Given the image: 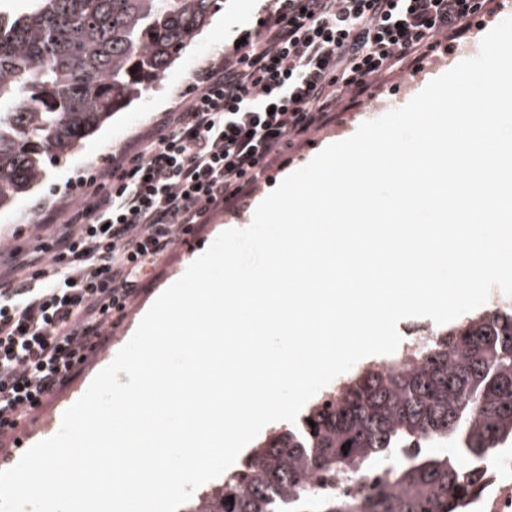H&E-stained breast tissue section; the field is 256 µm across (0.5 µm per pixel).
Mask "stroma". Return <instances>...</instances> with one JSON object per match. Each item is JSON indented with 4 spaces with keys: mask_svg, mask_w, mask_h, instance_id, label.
<instances>
[{
    "mask_svg": "<svg viewBox=\"0 0 512 512\" xmlns=\"http://www.w3.org/2000/svg\"><path fill=\"white\" fill-rule=\"evenodd\" d=\"M272 5L273 0H224L223 9L213 17L210 25L141 99L114 114L106 125L86 138L68 157L49 162L40 184L20 197L12 208L0 211V237L7 238L12 232H19L18 246L33 251L36 237L53 230L52 225L45 222L41 205L59 200L66 192L72 191L80 179L105 168L112 153L129 147L140 148L143 137L158 126L165 111L172 108L194 84L197 69L207 61L223 57L239 38L256 36L263 10ZM509 17H512V0H500L495 14L483 18L464 42L456 44L447 53L432 57L423 72L409 73L384 85L375 91L373 98L343 112L336 123L312 135L309 143L286 151L273 165L269 180L256 185L250 196L242 199L235 208L214 215L209 223L199 225L192 242L176 241L156 268L150 271L143 292L128 307L118 326L113 328L109 340L73 382L48 398L35 412L33 423L0 440V470L11 468L28 448L58 432L64 412L85 393L102 363L112 359L117 348L127 344L132 326L143 307L152 301L159 288L175 280L189 260L198 257L213 243L218 227L245 223L256 197L276 188L283 172H292L306 165L326 141L340 139L363 122L377 119L376 102H384L390 110L405 105L413 97L415 88L428 76L448 71L462 60L471 58L473 50L479 49L483 36Z\"/></svg>",
    "mask_w": 512,
    "mask_h": 512,
    "instance_id": "obj_1",
    "label": "stroma"
}]
</instances>
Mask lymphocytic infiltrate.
<instances>
[{"label": "lymphocytic infiltrate", "instance_id": "lymphocytic-infiltrate-1", "mask_svg": "<svg viewBox=\"0 0 512 512\" xmlns=\"http://www.w3.org/2000/svg\"><path fill=\"white\" fill-rule=\"evenodd\" d=\"M495 0H277L261 43L198 69L144 148L45 213L58 232L0 281V438L65 388L183 234L229 209L282 147L467 36Z\"/></svg>", "mask_w": 512, "mask_h": 512}]
</instances>
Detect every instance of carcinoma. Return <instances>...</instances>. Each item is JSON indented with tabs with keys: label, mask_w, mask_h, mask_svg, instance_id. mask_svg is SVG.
<instances>
[{
	"label": "carcinoma",
	"mask_w": 512,
	"mask_h": 512,
	"mask_svg": "<svg viewBox=\"0 0 512 512\" xmlns=\"http://www.w3.org/2000/svg\"><path fill=\"white\" fill-rule=\"evenodd\" d=\"M0 9V210L152 87L222 0H29ZM314 425H309V422ZM512 445V305L461 316L410 360L359 367L182 512H473ZM385 467L365 496L312 490ZM234 501H229V498Z\"/></svg>",
	"instance_id": "cac0c4a2"
}]
</instances>
